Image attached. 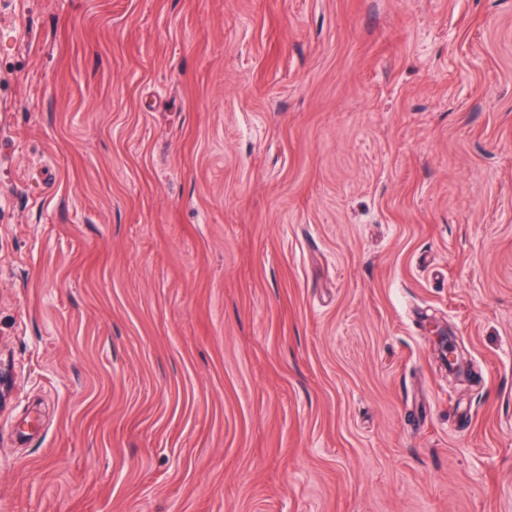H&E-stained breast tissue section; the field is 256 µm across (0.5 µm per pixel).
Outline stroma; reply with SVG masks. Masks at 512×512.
<instances>
[{
	"label": "stroma",
	"instance_id": "35a3bbf8",
	"mask_svg": "<svg viewBox=\"0 0 512 512\" xmlns=\"http://www.w3.org/2000/svg\"><path fill=\"white\" fill-rule=\"evenodd\" d=\"M0 373V512H512V0H0Z\"/></svg>",
	"mask_w": 512,
	"mask_h": 512
}]
</instances>
